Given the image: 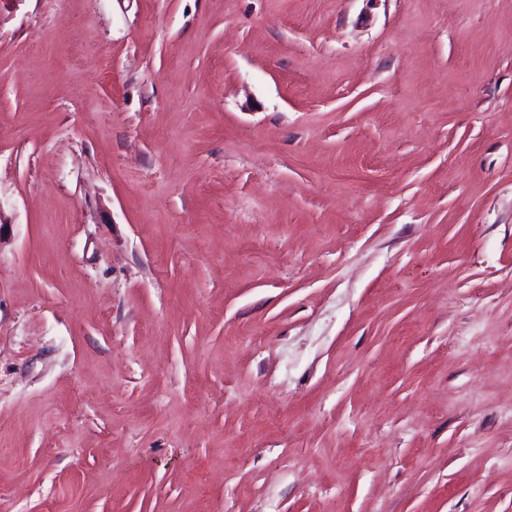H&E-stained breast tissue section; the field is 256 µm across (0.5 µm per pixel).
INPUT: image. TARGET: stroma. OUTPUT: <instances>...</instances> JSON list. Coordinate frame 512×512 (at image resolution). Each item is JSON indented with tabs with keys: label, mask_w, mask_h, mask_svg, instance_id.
Masks as SVG:
<instances>
[{
	"label": "stroma",
	"mask_w": 512,
	"mask_h": 512,
	"mask_svg": "<svg viewBox=\"0 0 512 512\" xmlns=\"http://www.w3.org/2000/svg\"><path fill=\"white\" fill-rule=\"evenodd\" d=\"M0 512H512V0H0Z\"/></svg>",
	"instance_id": "obj_1"
}]
</instances>
